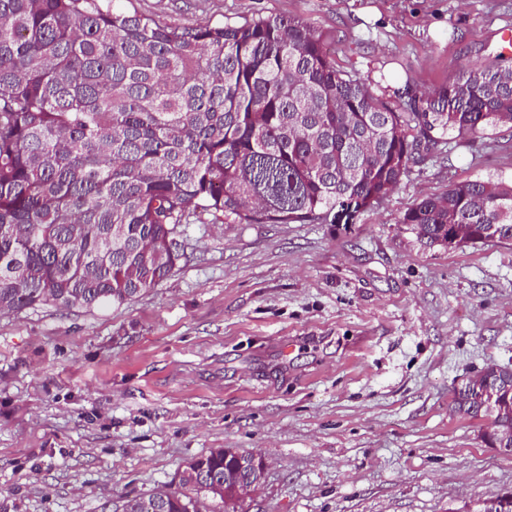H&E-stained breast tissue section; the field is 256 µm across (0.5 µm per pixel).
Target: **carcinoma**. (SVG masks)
I'll return each mask as SVG.
<instances>
[{"mask_svg": "<svg viewBox=\"0 0 512 512\" xmlns=\"http://www.w3.org/2000/svg\"><path fill=\"white\" fill-rule=\"evenodd\" d=\"M512 130V62L389 101L291 18L181 26L115 0H0V312L131 300L185 257L179 228L338 224L446 140ZM401 223L430 245L512 240V181L453 183ZM454 410L486 416L463 390ZM196 493L224 451L194 458ZM160 489L127 512H195Z\"/></svg>", "mask_w": 512, "mask_h": 512, "instance_id": "carcinoma-1", "label": "carcinoma"}]
</instances>
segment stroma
I'll return each instance as SVG.
<instances>
[{
    "instance_id": "stroma-1",
    "label": "stroma",
    "mask_w": 512,
    "mask_h": 512,
    "mask_svg": "<svg viewBox=\"0 0 512 512\" xmlns=\"http://www.w3.org/2000/svg\"><path fill=\"white\" fill-rule=\"evenodd\" d=\"M176 25L297 18L337 69L434 90L512 59V0H120ZM512 178V134L438 146L350 224L180 228L185 257L121 304L0 314V512H123L214 448L258 453L239 512H453L512 492V456L453 409L512 367V241H420L404 213Z\"/></svg>"
}]
</instances>
